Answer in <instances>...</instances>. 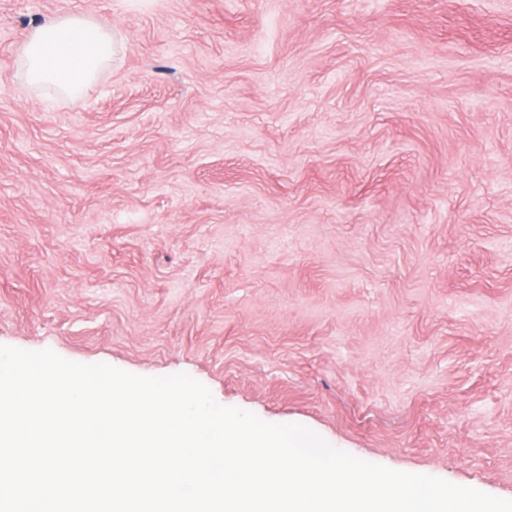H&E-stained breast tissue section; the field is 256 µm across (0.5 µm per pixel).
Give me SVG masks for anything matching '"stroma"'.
Instances as JSON below:
<instances>
[{"instance_id": "stroma-1", "label": "stroma", "mask_w": 512, "mask_h": 512, "mask_svg": "<svg viewBox=\"0 0 512 512\" xmlns=\"http://www.w3.org/2000/svg\"><path fill=\"white\" fill-rule=\"evenodd\" d=\"M0 345L512 500V0H0ZM115 44L108 21L82 13L46 15L21 38L16 78L23 88L50 84L63 97L75 98L111 68Z\"/></svg>"}]
</instances>
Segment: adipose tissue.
Segmentation results:
<instances>
[{"label": "adipose tissue", "instance_id": "obj_1", "mask_svg": "<svg viewBox=\"0 0 512 512\" xmlns=\"http://www.w3.org/2000/svg\"><path fill=\"white\" fill-rule=\"evenodd\" d=\"M115 44L108 21L82 13L46 15L21 38L16 78L26 88L50 84L63 97H77L111 68Z\"/></svg>", "mask_w": 512, "mask_h": 512}]
</instances>
